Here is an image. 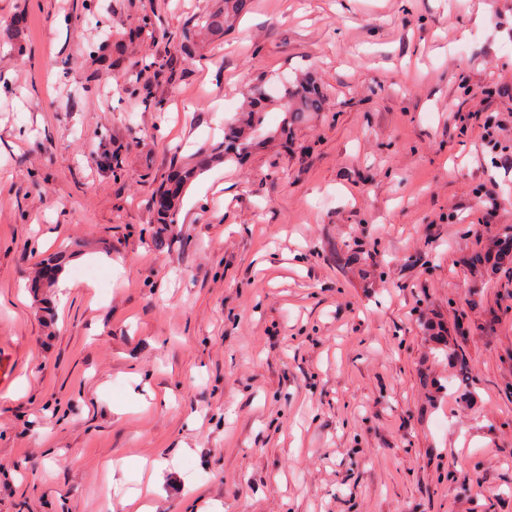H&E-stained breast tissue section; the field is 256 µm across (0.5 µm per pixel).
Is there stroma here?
Instances as JSON below:
<instances>
[{
  "label": "stroma",
  "mask_w": 512,
  "mask_h": 512,
  "mask_svg": "<svg viewBox=\"0 0 512 512\" xmlns=\"http://www.w3.org/2000/svg\"><path fill=\"white\" fill-rule=\"evenodd\" d=\"M221 6L0 0V512H512V269L469 265L512 229L476 120H512V0H251L176 45ZM264 75L323 108L226 156ZM251 0H224V10L215 12L205 20L204 26H199L197 32L192 28H184L180 33L181 45L184 48L193 41L195 36L200 34L202 28L213 32L224 29V22L227 18L239 15L248 10ZM189 170L181 172V174L172 183L162 184L156 191L152 204L157 215V226L153 227L149 238L151 243H162L164 239V225L174 223V215H176V206L179 200L181 187L184 179L187 180Z\"/></svg>",
  "instance_id": "1"
}]
</instances>
